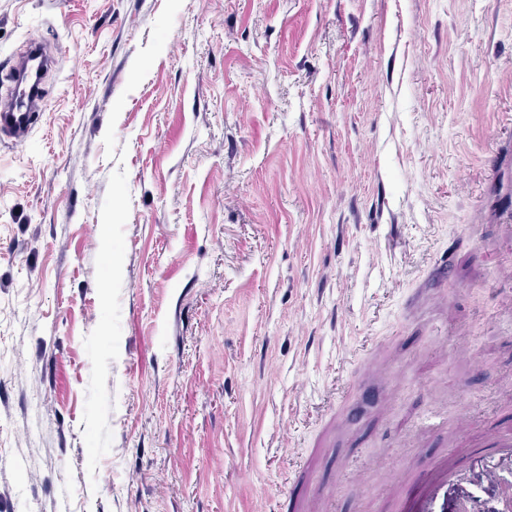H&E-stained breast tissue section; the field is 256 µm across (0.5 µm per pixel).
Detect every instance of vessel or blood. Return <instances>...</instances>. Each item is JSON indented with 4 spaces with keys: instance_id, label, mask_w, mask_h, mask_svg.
<instances>
[{
    "instance_id": "vessel-or-blood-1",
    "label": "vessel or blood",
    "mask_w": 512,
    "mask_h": 512,
    "mask_svg": "<svg viewBox=\"0 0 512 512\" xmlns=\"http://www.w3.org/2000/svg\"><path fill=\"white\" fill-rule=\"evenodd\" d=\"M54 61L50 45L33 42L7 73L0 96V144L23 145L44 106L43 80ZM482 452L464 464H440L405 512H512V434L485 435Z\"/></svg>"
}]
</instances>
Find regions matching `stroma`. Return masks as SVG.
Returning <instances> with one entry per match:
<instances>
[{
    "mask_svg": "<svg viewBox=\"0 0 512 512\" xmlns=\"http://www.w3.org/2000/svg\"><path fill=\"white\" fill-rule=\"evenodd\" d=\"M33 39L0 512H399L512 426V0H0V65Z\"/></svg>",
    "mask_w": 512,
    "mask_h": 512,
    "instance_id": "obj_1",
    "label": "stroma"
}]
</instances>
